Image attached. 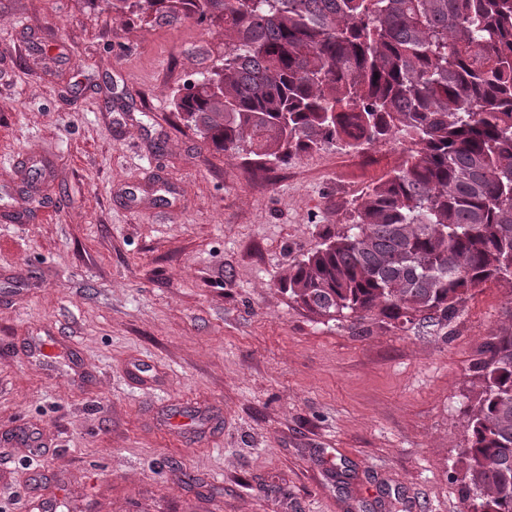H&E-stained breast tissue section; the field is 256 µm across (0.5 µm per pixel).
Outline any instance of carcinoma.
I'll return each mask as SVG.
<instances>
[{
	"label": "carcinoma",
	"mask_w": 512,
	"mask_h": 512,
	"mask_svg": "<svg viewBox=\"0 0 512 512\" xmlns=\"http://www.w3.org/2000/svg\"><path fill=\"white\" fill-rule=\"evenodd\" d=\"M231 38L175 108L204 143L263 163L393 143L402 165L347 231L295 264L288 295L339 321L445 325L512 284V0H112ZM456 480L464 512H512V330L488 337Z\"/></svg>",
	"instance_id": "cac0c4a2"
}]
</instances>
